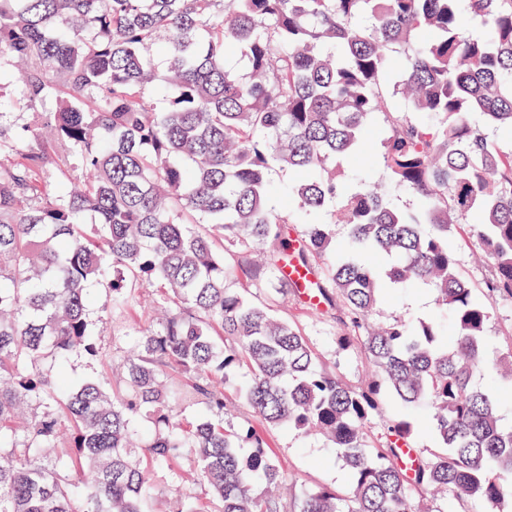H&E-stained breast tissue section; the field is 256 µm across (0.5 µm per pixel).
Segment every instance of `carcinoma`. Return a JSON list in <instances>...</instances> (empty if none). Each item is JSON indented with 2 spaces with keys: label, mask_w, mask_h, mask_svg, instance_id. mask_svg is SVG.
Listing matches in <instances>:
<instances>
[{
  "label": "carcinoma",
  "mask_w": 512,
  "mask_h": 512,
  "mask_svg": "<svg viewBox=\"0 0 512 512\" xmlns=\"http://www.w3.org/2000/svg\"><path fill=\"white\" fill-rule=\"evenodd\" d=\"M2 70L53 108L19 124L0 101V512H156L152 473L186 452L180 512H435L438 496L506 512L512 348L489 357L448 237L468 225L488 292L512 297V0H0ZM374 128L385 179L342 182L336 163ZM60 146L81 179L50 187ZM278 167L298 174V221L270 203ZM391 185L418 209L394 207ZM290 261L368 381L346 382L288 319ZM408 285L451 312L453 337L375 319L381 292ZM146 289L155 321L116 357ZM75 356L117 367L122 389L70 377ZM389 396L428 405L439 451L384 415ZM283 425L323 435L345 489L288 497Z\"/></svg>",
  "instance_id": "1"
}]
</instances>
